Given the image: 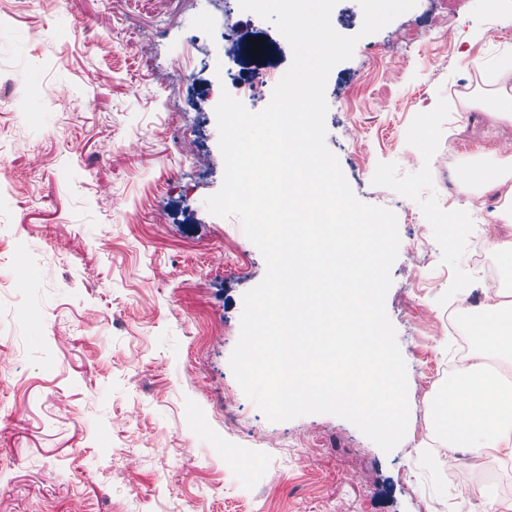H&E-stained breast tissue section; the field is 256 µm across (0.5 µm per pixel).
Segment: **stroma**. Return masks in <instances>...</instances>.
<instances>
[{
    "label": "stroma",
    "mask_w": 512,
    "mask_h": 512,
    "mask_svg": "<svg viewBox=\"0 0 512 512\" xmlns=\"http://www.w3.org/2000/svg\"><path fill=\"white\" fill-rule=\"evenodd\" d=\"M193 2L0 0V512H505L512 462L455 500L422 387L444 313L492 288L448 152L469 167L512 146L487 117L512 0H417L327 80L328 148L398 221L385 307L410 414L388 453L331 414L269 421L234 377L266 266L204 204L224 178L215 107H266L293 53L238 0ZM239 33L270 55L238 67Z\"/></svg>",
    "instance_id": "obj_1"
}]
</instances>
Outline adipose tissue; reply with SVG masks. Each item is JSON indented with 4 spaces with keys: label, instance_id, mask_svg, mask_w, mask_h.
<instances>
[{
    "label": "adipose tissue",
    "instance_id": "obj_1",
    "mask_svg": "<svg viewBox=\"0 0 512 512\" xmlns=\"http://www.w3.org/2000/svg\"><path fill=\"white\" fill-rule=\"evenodd\" d=\"M481 193L503 191L504 204L494 217L505 224L496 243L498 251L512 255V156L477 176ZM481 345L453 380L456 397L445 410L444 425L451 450L480 453L512 447V380L495 373L491 362L512 361V299H502L483 311Z\"/></svg>",
    "mask_w": 512,
    "mask_h": 512
}]
</instances>
